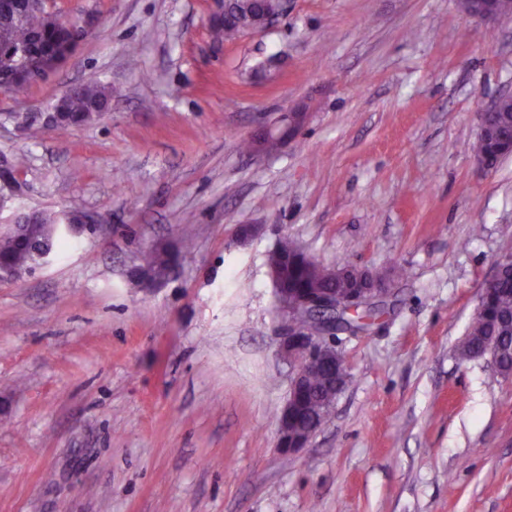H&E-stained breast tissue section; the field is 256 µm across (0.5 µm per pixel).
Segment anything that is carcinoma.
Instances as JSON below:
<instances>
[{"instance_id": "1", "label": "carcinoma", "mask_w": 512, "mask_h": 512, "mask_svg": "<svg viewBox=\"0 0 512 512\" xmlns=\"http://www.w3.org/2000/svg\"><path fill=\"white\" fill-rule=\"evenodd\" d=\"M77 44L70 39L69 32L52 21L44 7L31 8L18 19L0 23V88L16 86L23 88L21 81L27 59L37 55L53 59H67ZM111 91L102 85L96 76H89L67 99L61 127L68 128L92 121L102 113L94 111ZM495 137H478L475 152L493 156H508L512 151V100L501 104V110L491 117ZM51 232L59 219L48 210H36L34 215L24 213L17 218L18 228L10 233H0V274L13 276L25 273L32 267V251L36 244L26 233L29 220ZM174 259L167 249H153L143 254L138 278H158L165 274ZM268 262L288 272L290 288H349L350 281H338L332 277L329 267L314 259H307L295 251V245L284 238ZM512 345V272H504L484 288L481 310L476 313L466 336L458 347V357L467 361L473 357L474 348L498 349Z\"/></svg>"}]
</instances>
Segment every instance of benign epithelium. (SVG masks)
Wrapping results in <instances>:
<instances>
[{"mask_svg": "<svg viewBox=\"0 0 512 512\" xmlns=\"http://www.w3.org/2000/svg\"><path fill=\"white\" fill-rule=\"evenodd\" d=\"M284 9L265 11L252 19L242 32L257 33L266 29L270 21L282 15ZM57 71V63L32 60L28 64L26 83L43 81ZM305 112L295 109L281 115L278 125L266 126L254 139L253 150H267L268 143L279 144L293 139L299 133ZM278 309L284 320L280 352L293 366V378L286 404L278 418V446L291 453L307 446L322 427L331 408H326L317 422L308 428L294 424L302 405L308 383L319 370L329 371L335 378L334 390L342 392L348 381L346 362L333 343L336 334L334 316L339 310H356L377 305L386 295L388 283L375 282L367 288H349L343 292L332 288H286L280 272L269 267Z\"/></svg>", "mask_w": 512, "mask_h": 512, "instance_id": "benign-epithelium-1", "label": "benign epithelium"}]
</instances>
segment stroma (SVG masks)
Listing matches in <instances>:
<instances>
[{
    "label": "stroma",
    "instance_id": "stroma-1",
    "mask_svg": "<svg viewBox=\"0 0 512 512\" xmlns=\"http://www.w3.org/2000/svg\"><path fill=\"white\" fill-rule=\"evenodd\" d=\"M48 6L89 34L47 82L0 97L18 185L0 224L49 210L98 229L0 280V512H512V374L457 356L512 247V156L485 171L472 149L512 94V15L287 0L218 44L216 0ZM92 73L110 111L47 125ZM294 108L297 137L242 151ZM282 237L395 272L375 322L336 333L348 383L294 454L277 446ZM159 246L174 270L136 281Z\"/></svg>",
    "mask_w": 512,
    "mask_h": 512
}]
</instances>
